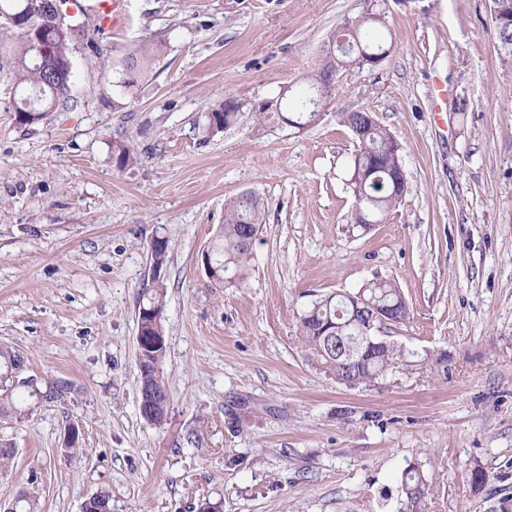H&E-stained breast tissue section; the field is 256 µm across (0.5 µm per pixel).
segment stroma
Returning a JSON list of instances; mask_svg holds the SVG:
<instances>
[{"label": "stroma", "instance_id": "35a3bbf8", "mask_svg": "<svg viewBox=\"0 0 512 512\" xmlns=\"http://www.w3.org/2000/svg\"><path fill=\"white\" fill-rule=\"evenodd\" d=\"M101 59L71 55V106L23 124L0 107V348L62 403L0 415V506L81 512H400L423 471L421 512H490L512 495V66L488 0H126ZM382 15L388 57L336 74L316 126L256 124L298 92L348 20ZM157 54L136 92L124 57ZM448 88L432 98L434 84ZM237 122L207 131L220 102ZM467 111H458L459 101ZM374 114L401 147L408 189L385 223L353 224L355 150L341 112ZM130 149L136 163L120 161ZM254 194L265 222L243 281L218 288L201 254L224 206ZM161 278L167 416L141 413L137 314ZM396 282L410 318L394 340L446 353L373 385L337 384L298 342L320 295ZM84 453L68 455L69 430ZM488 482L474 489L471 472ZM427 491L426 479L417 467L410 466L404 470L401 478V494L404 496L406 512H417L419 503Z\"/></svg>", "mask_w": 512, "mask_h": 512}]
</instances>
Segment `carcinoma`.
Here are the masks:
<instances>
[{
  "mask_svg": "<svg viewBox=\"0 0 512 512\" xmlns=\"http://www.w3.org/2000/svg\"><path fill=\"white\" fill-rule=\"evenodd\" d=\"M40 0H0V87L8 94L7 110L23 117L31 124L42 119L46 113L67 106L63 99L64 91L71 73L68 65L70 50L74 42L80 41L96 58L101 57L100 35L105 27L102 21L107 18L99 11L92 20L79 3V0H57L53 13L42 14ZM76 6L86 20L74 23L70 20L68 9ZM27 10L35 14L40 27V43H35L28 34L20 31L7 20V16ZM382 21L362 14L346 25L347 33L343 42V51L336 52V45H330V53L341 65L363 68L366 62L375 57L385 58L389 47L383 39L379 25ZM497 48L500 59L512 65V26L496 30ZM49 46L53 55L43 57L40 47ZM152 59V48L143 42L130 51L125 60L128 77L123 87L131 91L139 83L143 65ZM336 68L326 66L308 77L306 90L293 101L288 114L273 109L268 101L254 110L255 118L261 122L279 121L296 129H305L320 122L316 99L326 103L336 92ZM238 114V105L226 101L212 109L207 120H215L216 129L221 130L233 123ZM367 112H341L340 122L349 130L357 131L354 136L357 153L353 158L351 190L354 200L367 221L381 224L387 220L400 203L408 189L407 176L401 160V147L394 137L378 122L366 119ZM264 209L254 195H245L224 207L223 235L214 239L212 253L214 261L228 274L226 280L218 286H226L242 279L251 260V251L240 243L242 229L247 224L261 226ZM362 295L372 305L397 307L402 293L390 279H377L357 291L330 292L321 295L299 318L298 335L301 344L311 353L328 349V341L321 338L328 327L336 329V335L345 339H355L361 334L359 319L352 313L350 295ZM165 290L163 283L144 293L141 305L154 307V314L138 320V328L148 334L157 333L156 316L163 315ZM166 351L150 356L148 365L139 370V387L150 390L162 401L169 400V394L162 378L163 362ZM418 355L397 343L382 348L366 358L361 364L346 365L338 362L332 373L336 382L346 386L370 385L383 378L394 365L409 357ZM33 397L30 390L19 387L0 392V414L18 411L19 399ZM427 493L424 475L415 466L404 470L401 478V494L407 512H418L419 503ZM112 496L102 490L84 500L82 512H110Z\"/></svg>",
  "mask_w": 512,
  "mask_h": 512,
  "instance_id": "carcinoma-1",
  "label": "carcinoma"
}]
</instances>
